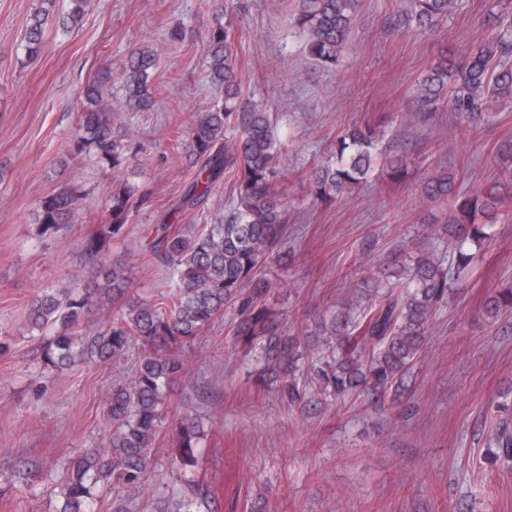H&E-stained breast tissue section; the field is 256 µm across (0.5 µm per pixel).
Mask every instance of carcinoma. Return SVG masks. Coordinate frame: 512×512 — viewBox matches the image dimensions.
<instances>
[{
  "label": "carcinoma",
  "mask_w": 512,
  "mask_h": 512,
  "mask_svg": "<svg viewBox=\"0 0 512 512\" xmlns=\"http://www.w3.org/2000/svg\"><path fill=\"white\" fill-rule=\"evenodd\" d=\"M68 4L59 18L64 27L81 20L87 0ZM451 4L452 0H410L394 27L414 23L432 29L448 15ZM55 7L56 0H42L41 9L32 15L23 44L28 58L39 56ZM357 8L358 0H296L294 24L306 35L309 56L324 69L339 64ZM235 41L236 29L215 19L207 38L208 68L212 81L224 86V100L196 117L171 143L172 154L192 176L171 204L173 222L160 225L149 243L155 261L171 270L168 292L151 299L126 297L130 271L115 265L109 275L110 291L93 297L62 288L38 294L28 305V327L46 340L44 367L51 372L92 360L108 362L135 347L141 352L132 378L113 386L106 400L112 427L106 446L88 448L70 461L61 512H92L96 487L123 490L124 495L112 499V512H126L128 498L145 483L162 435L176 441L177 475L189 490L178 512L209 509L215 493L203 474L204 428L191 413L172 417L176 408L170 391L189 378L185 350L237 302L242 320L234 329V343L249 352L261 349L259 376L278 384L279 397L288 406L302 409L318 398L337 401L350 396L376 407L395 404L427 347L437 312L476 267L481 249L493 238L494 224L512 223L511 190L496 186L467 194L460 189L458 172L440 170L420 185L419 195L439 210L430 223L436 225L434 232L450 239L449 258L442 259L420 243L408 261L384 277L363 278L305 340L287 335L280 327L281 314L263 301L271 282L259 276L260 268L273 258L287 221L277 185V140L264 109L239 111ZM156 60L154 50L139 48L117 76L109 69L85 85L72 141L74 156L92 155L100 165L115 170L143 153L145 143L117 126L120 113L112 110L109 91L116 79L124 91V110L149 109L155 98L150 78ZM447 99L470 127L497 122L501 110L492 103H512V17L494 16L489 33L464 59L443 56L430 66L415 84L411 111L425 121ZM378 139L371 124L346 128L336 139V162L309 172L313 204L353 192L377 167L387 170L392 183L403 182L410 157L376 151ZM227 173L234 177L233 206L223 222L200 229L174 225L182 214L203 206L224 184ZM147 198V191L127 180L112 188L104 221L85 241L90 264L123 236L133 211ZM82 199L74 185L43 196L34 212L39 233H55L72 223ZM111 302L118 307L108 324L91 335L81 333L90 310ZM485 312L491 318L512 313V287L493 290ZM304 350L311 355V364L300 374L297 362ZM484 459L492 468L512 469V406H495Z\"/></svg>",
  "instance_id": "cac0c4a2"
}]
</instances>
